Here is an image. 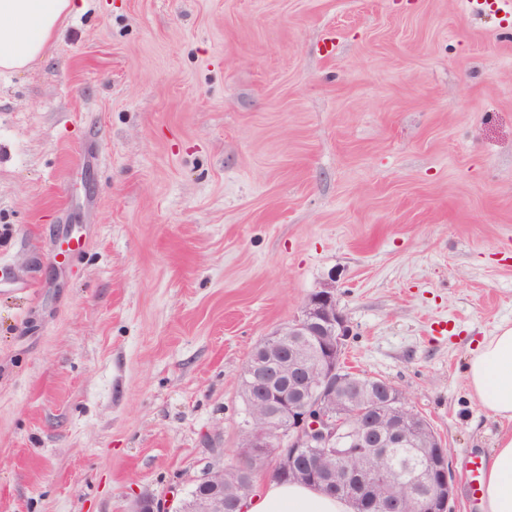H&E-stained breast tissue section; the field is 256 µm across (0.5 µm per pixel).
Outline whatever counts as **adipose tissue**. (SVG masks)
I'll return each instance as SVG.
<instances>
[{"mask_svg": "<svg viewBox=\"0 0 512 512\" xmlns=\"http://www.w3.org/2000/svg\"><path fill=\"white\" fill-rule=\"evenodd\" d=\"M85 0H0V76L41 58L64 22L84 11ZM471 398L503 424L487 459L482 508L512 512V326L483 337L465 361ZM245 512H351L349 502L299 483L272 481L244 503Z\"/></svg>", "mask_w": 512, "mask_h": 512, "instance_id": "adipose-tissue-1", "label": "adipose tissue"}]
</instances>
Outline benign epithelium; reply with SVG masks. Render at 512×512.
Returning a JSON list of instances; mask_svg holds the SVG:
<instances>
[{
    "label": "benign epithelium",
    "instance_id": "benign-epithelium-1",
    "mask_svg": "<svg viewBox=\"0 0 512 512\" xmlns=\"http://www.w3.org/2000/svg\"><path fill=\"white\" fill-rule=\"evenodd\" d=\"M348 335L336 290L327 284L307 297L293 322L260 343L243 370L249 409L263 411L262 425L243 426L248 463L207 469L178 512H224L229 485L241 504L269 448L278 449L277 471L323 489L353 488L371 512H405L408 497L414 512H451L455 479L447 449L398 387L369 373L348 374L342 363ZM416 440L426 463L419 481L434 487L426 494L396 478L390 464L392 449ZM302 455L310 465L297 464ZM323 457L339 463L324 466Z\"/></svg>",
    "mask_w": 512,
    "mask_h": 512
}]
</instances>
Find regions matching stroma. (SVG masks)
Returning <instances> with one entry per match:
<instances>
[{
	"mask_svg": "<svg viewBox=\"0 0 512 512\" xmlns=\"http://www.w3.org/2000/svg\"><path fill=\"white\" fill-rule=\"evenodd\" d=\"M334 285L344 364L453 463L512 325V16L487 0H86L0 77V512H175L243 368Z\"/></svg>",
	"mask_w": 512,
	"mask_h": 512,
	"instance_id": "obj_1",
	"label": "stroma"
}]
</instances>
